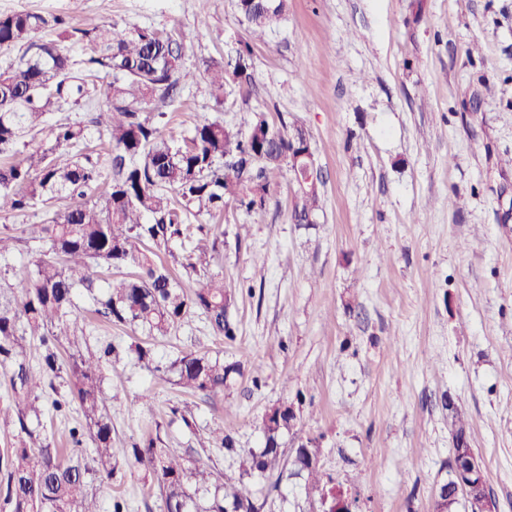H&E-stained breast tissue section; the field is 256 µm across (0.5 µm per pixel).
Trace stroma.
Instances as JSON below:
<instances>
[{
  "label": "stroma",
  "mask_w": 512,
  "mask_h": 512,
  "mask_svg": "<svg viewBox=\"0 0 512 512\" xmlns=\"http://www.w3.org/2000/svg\"><path fill=\"white\" fill-rule=\"evenodd\" d=\"M23 11L184 33L193 82L150 107L166 132L215 118L243 128L262 111L306 131L325 178L312 224L291 218L288 174L260 219L230 206L217 217L220 270L238 287L235 341L197 313L152 339L78 297L91 347L116 353L104 382L113 445L157 435L190 465L242 481L260 512H322L294 465L310 437L357 512H435L458 413L498 512H512V0H291L276 32L250 41L249 95L220 101L207 69L249 41L236 0L204 12L198 0H0V14ZM96 85L47 122L89 124L80 150L101 161L107 137L91 121L107 78ZM135 344L160 371L129 354ZM190 351L240 364L223 396L175 385L165 367ZM279 405L296 420L275 467L244 473ZM219 424L234 450L211 439ZM92 488L102 512L119 498L129 512H164L157 485L127 461Z\"/></svg>",
  "instance_id": "1"
}]
</instances>
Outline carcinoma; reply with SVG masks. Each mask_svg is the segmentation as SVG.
<instances>
[{
  "mask_svg": "<svg viewBox=\"0 0 512 512\" xmlns=\"http://www.w3.org/2000/svg\"><path fill=\"white\" fill-rule=\"evenodd\" d=\"M237 8L249 36L262 39L285 18L288 0H237ZM48 28L61 30L65 42L90 46L85 64L112 77L105 108L94 119L111 146L103 164L75 151L88 133L80 124H59L49 130L45 144L24 148V138L45 123L53 108L89 98L68 50L56 41H35ZM185 38L150 28L118 32L93 21L68 26L40 12L0 14V48L22 49L17 61L0 67V214L78 197L47 221L25 225L19 236L0 232L4 266L21 243L37 255L33 269L13 284L0 285V368L7 369L17 425L15 446L0 456L9 512H101L89 492L92 476H112V463L129 457L157 484L165 512H191V481L197 491L210 485L221 491L207 512H259L240 483L186 466L185 458L159 447L157 438L132 448L113 447L103 382L114 348L90 349L83 324L71 318L82 286L91 292V312L113 325L166 336L198 311L214 335L236 338L229 319L236 291L223 275L210 272L218 255L213 225L190 224L188 217H213L229 204L249 216L263 215L288 171V155L301 150L307 136L301 128L290 132L269 123L263 112L253 113L243 129L212 121L180 138L162 134L144 113L155 100L169 99L188 84L191 74L182 67ZM208 72L217 99L228 86L249 90V44L240 45L231 60L210 65ZM322 186L319 180L298 191L294 223H309ZM172 192L180 202L173 201ZM179 241L188 242L180 265L196 281L189 293L157 261L158 253ZM145 242L151 248L140 249ZM129 265L138 268L135 276L115 277L101 294H93L96 269L119 272ZM36 346L42 352L35 369L28 357ZM169 369L176 385L207 396L224 394L230 375L240 373L237 363L196 352L177 356ZM62 372L68 393L52 401L53 409L62 414L74 402L85 418L84 425L70 429V448L56 446L33 428L43 413L44 388L54 387ZM268 414L263 450L243 460L247 472L275 465L279 440L294 420L282 406ZM86 436L94 445L90 457L81 448ZM296 463L307 473L308 486L324 492L320 470L301 459Z\"/></svg>",
  "mask_w": 512,
  "mask_h": 512,
  "instance_id": "1",
  "label": "carcinoma"
}]
</instances>
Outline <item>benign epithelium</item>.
<instances>
[{
  "mask_svg": "<svg viewBox=\"0 0 512 512\" xmlns=\"http://www.w3.org/2000/svg\"><path fill=\"white\" fill-rule=\"evenodd\" d=\"M316 166L310 145L306 144L299 153L290 158L289 168L301 174ZM452 479L440 485L438 501L448 503L462 494L466 501H474V495L481 494V512H495L496 504L487 493L483 461L478 453L469 447L467 439H454V454L451 461ZM330 506L325 512H356L355 501L339 489L329 492Z\"/></svg>",
  "mask_w": 512,
  "mask_h": 512,
  "instance_id": "benign-epithelium-1",
  "label": "benign epithelium"
}]
</instances>
